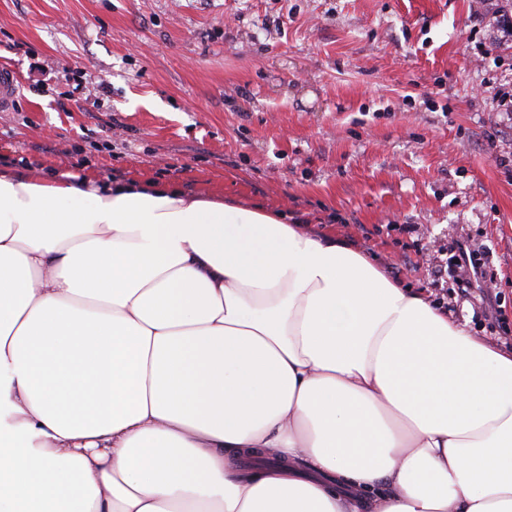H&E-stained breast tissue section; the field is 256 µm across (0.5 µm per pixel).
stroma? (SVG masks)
Instances as JSON below:
<instances>
[{"instance_id": "1", "label": "stroma", "mask_w": 512, "mask_h": 512, "mask_svg": "<svg viewBox=\"0 0 512 512\" xmlns=\"http://www.w3.org/2000/svg\"><path fill=\"white\" fill-rule=\"evenodd\" d=\"M512 0H0V169L287 214L512 345ZM479 253L499 307L461 292Z\"/></svg>"}]
</instances>
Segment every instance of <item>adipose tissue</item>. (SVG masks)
Here are the masks:
<instances>
[{"label":"adipose tissue","mask_w":512,"mask_h":512,"mask_svg":"<svg viewBox=\"0 0 512 512\" xmlns=\"http://www.w3.org/2000/svg\"><path fill=\"white\" fill-rule=\"evenodd\" d=\"M0 512H512V351L283 214L0 172Z\"/></svg>","instance_id":"obj_1"}]
</instances>
